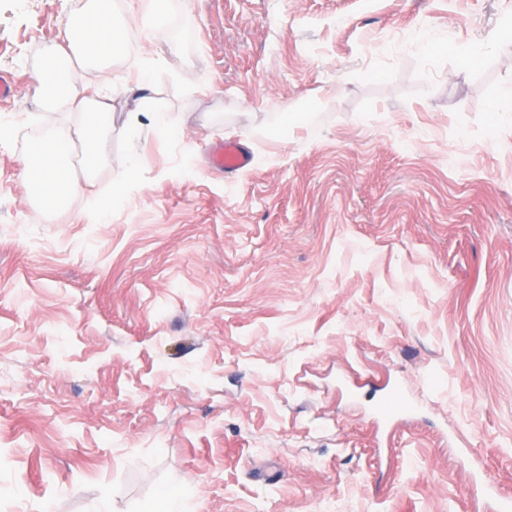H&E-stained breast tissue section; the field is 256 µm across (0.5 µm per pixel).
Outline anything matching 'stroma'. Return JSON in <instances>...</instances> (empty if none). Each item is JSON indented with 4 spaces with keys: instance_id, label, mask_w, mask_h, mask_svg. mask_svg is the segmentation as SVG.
<instances>
[{
    "instance_id": "1",
    "label": "stroma",
    "mask_w": 512,
    "mask_h": 512,
    "mask_svg": "<svg viewBox=\"0 0 512 512\" xmlns=\"http://www.w3.org/2000/svg\"><path fill=\"white\" fill-rule=\"evenodd\" d=\"M79 6L0 0V512L512 497V0H171L150 88L74 70L112 99L97 187H135L50 212L19 159L82 121L36 93ZM147 92L171 131L129 138ZM250 161L249 150L238 142H221L215 146L211 155L212 165L226 172L244 168Z\"/></svg>"
}]
</instances>
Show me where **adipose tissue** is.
Here are the masks:
<instances>
[{
	"instance_id": "ef3b65f1",
	"label": "adipose tissue",
	"mask_w": 512,
	"mask_h": 512,
	"mask_svg": "<svg viewBox=\"0 0 512 512\" xmlns=\"http://www.w3.org/2000/svg\"><path fill=\"white\" fill-rule=\"evenodd\" d=\"M125 27L117 19L116 0H85L64 25L65 49H48L39 65V95L45 108H77L84 116L73 128L54 127L32 141L21 158V172L32 197L45 209L64 206L92 185L103 162L102 144L112 135V104L107 95H86L74 81V66L122 78L114 65L126 47ZM81 144V176L70 172V151Z\"/></svg>"
}]
</instances>
